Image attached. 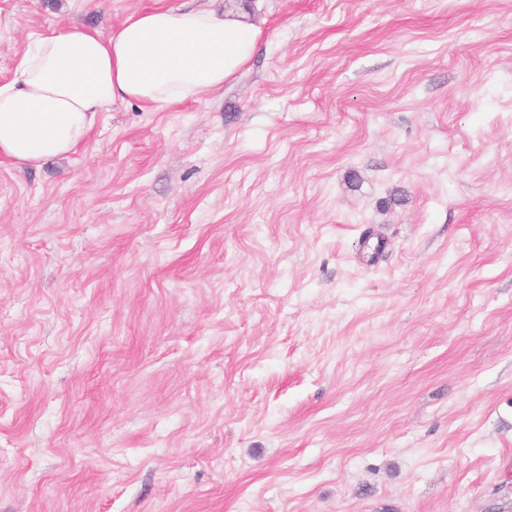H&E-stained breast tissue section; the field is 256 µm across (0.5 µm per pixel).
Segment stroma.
Segmentation results:
<instances>
[{"label":"stroma","instance_id":"obj_1","mask_svg":"<svg viewBox=\"0 0 512 512\" xmlns=\"http://www.w3.org/2000/svg\"><path fill=\"white\" fill-rule=\"evenodd\" d=\"M187 4L223 88L0 160V512H512V0Z\"/></svg>","mask_w":512,"mask_h":512}]
</instances>
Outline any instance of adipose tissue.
<instances>
[{"label":"adipose tissue","instance_id":"1","mask_svg":"<svg viewBox=\"0 0 512 512\" xmlns=\"http://www.w3.org/2000/svg\"><path fill=\"white\" fill-rule=\"evenodd\" d=\"M256 42L231 15L182 5L133 14L106 33L70 25L31 35L0 84V158L23 169L76 152L119 101L165 108L200 98L237 75Z\"/></svg>","mask_w":512,"mask_h":512}]
</instances>
